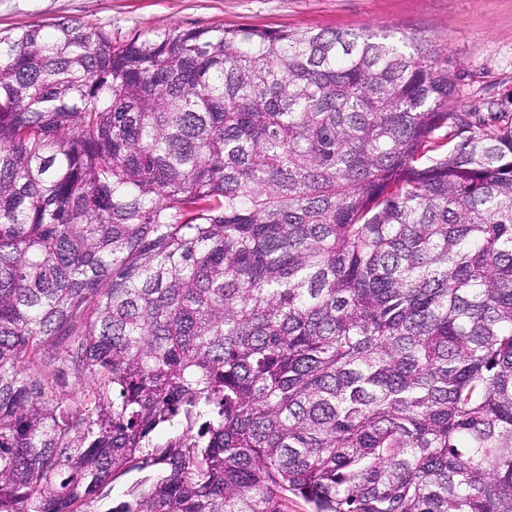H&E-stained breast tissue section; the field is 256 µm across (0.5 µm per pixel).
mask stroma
Listing matches in <instances>:
<instances>
[{
  "mask_svg": "<svg viewBox=\"0 0 512 512\" xmlns=\"http://www.w3.org/2000/svg\"><path fill=\"white\" fill-rule=\"evenodd\" d=\"M60 19L122 41L224 24L290 29L396 28L425 40L454 76L452 112L503 103L512 113V0H0V34Z\"/></svg>",
  "mask_w": 512,
  "mask_h": 512,
  "instance_id": "stroma-1",
  "label": "stroma"
}]
</instances>
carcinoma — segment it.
I'll return each mask as SVG.
<instances>
[{
	"label": "carcinoma",
	"mask_w": 512,
	"mask_h": 512,
	"mask_svg": "<svg viewBox=\"0 0 512 512\" xmlns=\"http://www.w3.org/2000/svg\"><path fill=\"white\" fill-rule=\"evenodd\" d=\"M51 27L0 37V512H512V114L405 33Z\"/></svg>",
	"instance_id": "1"
}]
</instances>
